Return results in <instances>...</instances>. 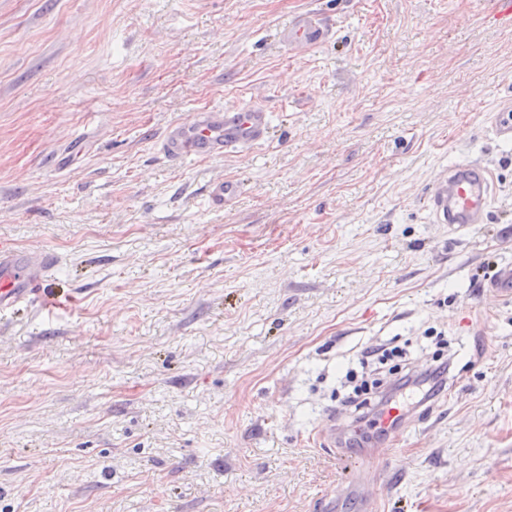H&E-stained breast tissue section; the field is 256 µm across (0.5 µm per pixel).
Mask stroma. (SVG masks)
Returning <instances> with one entry per match:
<instances>
[{
  "label": "stroma",
  "instance_id": "1",
  "mask_svg": "<svg viewBox=\"0 0 512 512\" xmlns=\"http://www.w3.org/2000/svg\"><path fill=\"white\" fill-rule=\"evenodd\" d=\"M314 10L331 41L288 50ZM487 0H0V242L61 258L54 312L0 320V512H317L361 453L377 512H512V27ZM270 139L169 162L202 108ZM477 159L485 223L427 191ZM243 195L208 207L210 181ZM452 382L399 440L312 436L375 346ZM500 115L495 118L493 129L498 142L512 144V102L510 99L502 100L498 106ZM511 113V114H510ZM483 287L489 288V292L495 293L500 298L512 299V262L496 266Z\"/></svg>",
  "mask_w": 512,
  "mask_h": 512
}]
</instances>
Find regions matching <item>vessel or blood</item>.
I'll list each match as a JSON object with an SVG mask.
<instances>
[{"label": "vessel or blood", "instance_id": "1", "mask_svg": "<svg viewBox=\"0 0 512 512\" xmlns=\"http://www.w3.org/2000/svg\"><path fill=\"white\" fill-rule=\"evenodd\" d=\"M280 39L288 48L311 49L326 43L332 26L322 15L302 12L283 25ZM498 142L512 144V101L502 100L493 124ZM271 118L259 104H245L224 109H203L188 123L170 125L158 147L169 159L217 158L225 153L261 145L270 137ZM494 177L490 169L478 161H467L448 170L447 176L435 182L428 194L434 223L462 231L484 223L493 196ZM242 185L234 179L209 183L206 191L209 205L221 208L235 202ZM58 262L48 250H19L0 243V314L22 304L57 308L59 301L47 295L45 288ZM490 292L512 299V262L494 268L486 282ZM359 480L346 490L357 500L361 512H374L376 503L370 489L377 482L371 455H364L358 470Z\"/></svg>", "mask_w": 512, "mask_h": 512}]
</instances>
